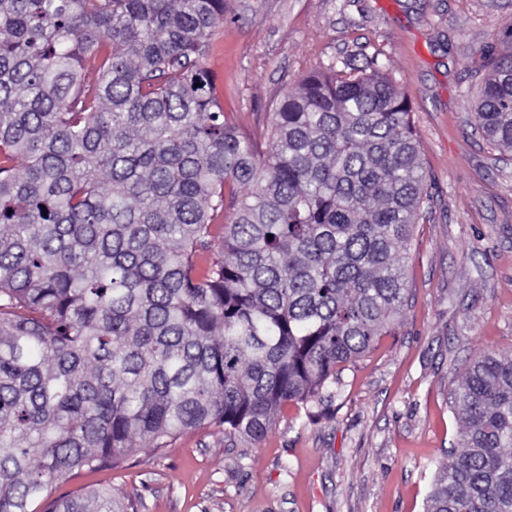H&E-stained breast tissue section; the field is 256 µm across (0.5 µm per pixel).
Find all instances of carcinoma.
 <instances>
[{
	"label": "carcinoma",
	"mask_w": 512,
	"mask_h": 512,
	"mask_svg": "<svg viewBox=\"0 0 512 512\" xmlns=\"http://www.w3.org/2000/svg\"><path fill=\"white\" fill-rule=\"evenodd\" d=\"M224 2L0 0V512H124L49 488L138 438H261L403 311L408 100L376 56L331 62L259 148L203 66ZM485 58L477 131L511 153L512 50ZM454 404L427 512H512V356L480 355Z\"/></svg>",
	"instance_id": "1"
}]
</instances>
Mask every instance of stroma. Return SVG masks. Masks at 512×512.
Returning <instances> with one entry per match:
<instances>
[{
  "label": "stroma",
  "instance_id": "35a3bbf8",
  "mask_svg": "<svg viewBox=\"0 0 512 512\" xmlns=\"http://www.w3.org/2000/svg\"><path fill=\"white\" fill-rule=\"evenodd\" d=\"M510 25L512 0H227L203 64L244 132L262 137L275 103L334 59L377 57L405 91L428 192L404 251L408 303L261 439L190 431L72 471L53 496L105 487L138 512H424L459 443L454 389L482 352L512 355V154L474 130L479 64Z\"/></svg>",
  "mask_w": 512,
  "mask_h": 512
}]
</instances>
